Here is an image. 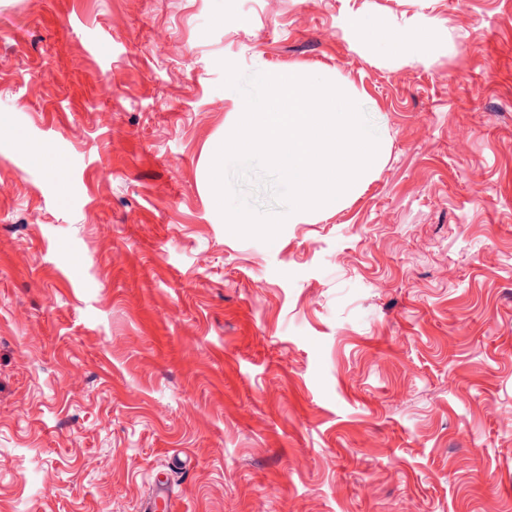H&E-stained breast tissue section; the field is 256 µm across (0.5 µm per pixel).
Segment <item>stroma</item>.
<instances>
[{
    "label": "stroma",
    "mask_w": 512,
    "mask_h": 512,
    "mask_svg": "<svg viewBox=\"0 0 512 512\" xmlns=\"http://www.w3.org/2000/svg\"><path fill=\"white\" fill-rule=\"evenodd\" d=\"M226 61L362 93L341 210L228 230ZM509 416L512 0H0V512H512ZM352 25L366 39L385 43L393 52L407 58L414 57L418 49L432 38V32L427 28H422L411 34L390 33L380 35L378 26L372 20L362 15L355 16L352 20ZM15 143L26 152L33 164L40 166L48 173L55 174L61 169L60 161L46 148L31 144L24 139H18Z\"/></svg>",
    "instance_id": "1"
}]
</instances>
